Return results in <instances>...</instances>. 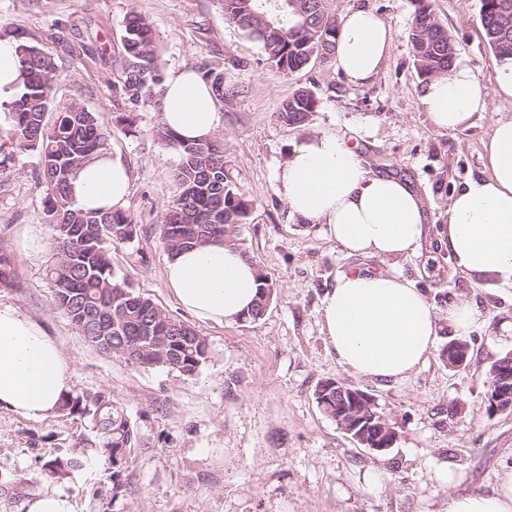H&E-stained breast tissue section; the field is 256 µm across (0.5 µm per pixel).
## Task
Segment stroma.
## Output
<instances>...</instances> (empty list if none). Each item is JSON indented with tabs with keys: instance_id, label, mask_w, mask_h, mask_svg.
<instances>
[{
	"instance_id": "obj_1",
	"label": "stroma",
	"mask_w": 512,
	"mask_h": 512,
	"mask_svg": "<svg viewBox=\"0 0 512 512\" xmlns=\"http://www.w3.org/2000/svg\"><path fill=\"white\" fill-rule=\"evenodd\" d=\"M370 8L391 28L392 51L375 80L359 86L335 62L315 61L283 73L259 43L226 22L219 0H0V28L18 27L59 66L54 96L76 99L110 134L109 151L128 166L124 206L138 224L133 242L112 247V266L138 293L203 336L209 358L194 375L140 367L85 342L52 300L53 261L36 152L16 154L0 177V241L18 266L20 284L0 288V304L17 307L72 361L71 396L110 395L140 440L119 464L102 454L89 416L65 411L28 419L0 409V512H27L43 492L66 497L71 512H445L449 494L487 493L512 475V410H489L488 372L512 352L502 327L512 322V288L471 285L453 270L439 231L454 189L484 169L493 126L512 117L494 99V59L480 21V0H432L457 61L470 66L491 99L469 126L437 129L421 104L424 85L408 32L414 0H329L336 14ZM135 10L151 22L162 72L185 66L221 72L236 94L219 110L228 164L224 173L250 202L240 237L274 286L261 319L224 327L187 314L164 284L168 253L158 225L178 193L175 154L153 135L161 115L136 114L137 133L117 122L124 107L112 91L122 20ZM319 105L301 126L276 114L296 90ZM333 130L355 145L374 172L408 183L427 217L417 252L396 269L415 281L436 311L467 300L486 327L467 336L468 358L448 367L436 346L400 381L345 372L326 347L321 298L343 271L378 269V260L346 256L319 226L291 218L275 173L293 143ZM337 379L371 394L398 438L376 453L353 441L317 405L321 381ZM64 472L47 477L44 463ZM452 475L445 484L440 474Z\"/></svg>"
}]
</instances>
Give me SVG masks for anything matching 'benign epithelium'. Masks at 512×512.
I'll return each mask as SVG.
<instances>
[{
	"label": "benign epithelium",
	"mask_w": 512,
	"mask_h": 512,
	"mask_svg": "<svg viewBox=\"0 0 512 512\" xmlns=\"http://www.w3.org/2000/svg\"><path fill=\"white\" fill-rule=\"evenodd\" d=\"M442 357L448 365L460 367L465 364L466 351L452 342L442 348ZM489 374L487 402L496 410H512V377L506 376L498 367H493ZM323 384L336 389L342 398L336 401V420L340 428L359 445L374 451L385 452L397 441V433L387 425V419L377 411L373 396L339 380H325Z\"/></svg>",
	"instance_id": "7a95c632"
}]
</instances>
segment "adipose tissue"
<instances>
[{"instance_id":"obj_1","label":"adipose tissue","mask_w":512,"mask_h":512,"mask_svg":"<svg viewBox=\"0 0 512 512\" xmlns=\"http://www.w3.org/2000/svg\"><path fill=\"white\" fill-rule=\"evenodd\" d=\"M12 39L0 40V114L11 111L26 87ZM392 48L389 28L370 9L354 5L339 19L335 62L353 82L379 74ZM162 122L182 138L205 140L222 123L210 85L194 69L171 71L164 81ZM421 103L441 130L470 124L486 111L487 95L474 71L454 63L424 85ZM289 212L319 224L341 251L387 262L419 248L426 214L404 181L369 170L345 136L313 134L295 142L276 172ZM83 209L122 208L130 173L117 156L85 163L73 183ZM441 242L453 268L472 283L512 286V118L498 121L485 143L484 171L456 188ZM164 279L181 308L201 322L225 325L251 310L259 270L230 244H212L169 256ZM328 350L342 368L386 381L407 377L433 348L440 327L454 336L482 328L479 309L460 301L438 316L427 296L404 275L388 270L341 273L322 297ZM74 368L56 342L30 318L0 306V409L27 418L54 415L73 385ZM447 512H512V478L484 494L452 495Z\"/></svg>"}]
</instances>
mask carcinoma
<instances>
[{
    "instance_id": "obj_1",
    "label": "carcinoma",
    "mask_w": 512,
    "mask_h": 512,
    "mask_svg": "<svg viewBox=\"0 0 512 512\" xmlns=\"http://www.w3.org/2000/svg\"><path fill=\"white\" fill-rule=\"evenodd\" d=\"M268 0H222L225 19L237 25L249 38L262 46L266 61L276 69L292 73L313 59L323 61L335 51L338 17L327 9V0H277L274 10ZM417 8L408 37L420 76L427 82L448 71L455 60V49L445 30L435 21L430 0H416ZM503 0H481V24L493 58H512V10L502 9ZM17 41V50L26 76V92L9 113V128L0 133V149L35 151L43 170L47 224L53 240L61 241L63 259L47 270L53 288V300L72 323H97L98 313L86 301L112 302V336L130 333L141 337L146 349L141 366H162L192 375L206 362L208 344L192 329L180 331L181 359L171 363L170 351L161 337L182 326L152 300L135 293L128 283L117 278L112 267V245L129 243L137 234L132 215L112 208L84 210L72 196L71 180L92 156L107 150L108 138L94 113L77 100L62 106L53 99L58 65L51 55L29 42L24 33L0 32ZM123 55L113 82L114 97L127 112L118 122L130 134L135 128V113L149 101L162 109L163 77L158 64L154 30L148 19L131 10L123 19L121 37ZM200 78L210 84L216 99L224 100L230 88L224 74L201 67ZM318 108L316 95L299 90L283 102L278 112L281 122L292 126L304 123ZM159 142L173 150L178 163L175 178L179 195L167 206L159 225L165 240L171 230L180 237L165 245L169 254L212 243L242 246L240 225L250 211L249 201L224 180V138L218 134L206 141L185 143L161 124L155 130ZM262 287L254 307L245 315L257 320L268 306L269 280L260 274ZM18 286L13 255L0 243V288ZM63 409L88 414L103 439L108 459L115 464L117 448H134L138 432L109 396L62 400Z\"/></svg>"
}]
</instances>
